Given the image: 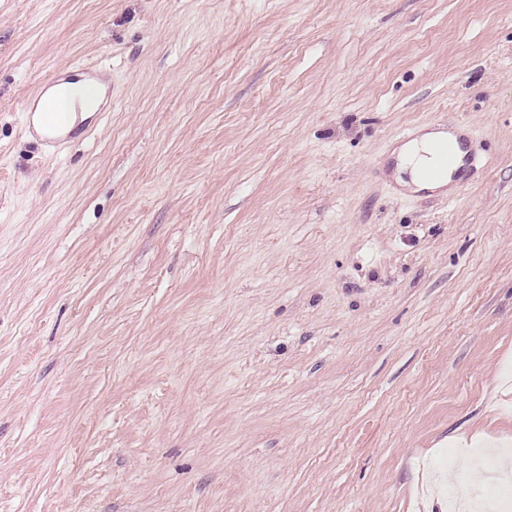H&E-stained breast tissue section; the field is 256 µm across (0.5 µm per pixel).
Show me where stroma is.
<instances>
[{"label":"stroma","mask_w":512,"mask_h":512,"mask_svg":"<svg viewBox=\"0 0 512 512\" xmlns=\"http://www.w3.org/2000/svg\"><path fill=\"white\" fill-rule=\"evenodd\" d=\"M93 67L100 120L25 105ZM464 130L449 195L403 131ZM512 453V0H0V512H444ZM463 134L459 130L447 131L446 129H423L415 136L398 146L394 151V165L391 169V177L403 190L419 191L428 190L435 192H448L453 190L458 179L455 178L465 166L467 149H460V141ZM453 146L458 150L459 169L441 172L433 180H424L421 171L424 168H437L440 157L448 148Z\"/></svg>","instance_id":"stroma-1"}]
</instances>
